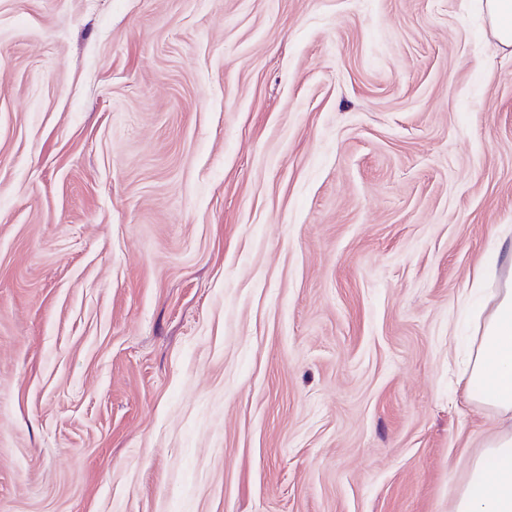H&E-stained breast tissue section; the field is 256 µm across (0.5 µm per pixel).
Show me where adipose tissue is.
<instances>
[{
	"mask_svg": "<svg viewBox=\"0 0 512 512\" xmlns=\"http://www.w3.org/2000/svg\"><path fill=\"white\" fill-rule=\"evenodd\" d=\"M499 51L512 54V0H478ZM496 273L479 270L475 292L492 288ZM493 304L481 316L469 358L470 398L495 413L499 426L476 457L452 512H512V273L492 288Z\"/></svg>",
	"mask_w": 512,
	"mask_h": 512,
	"instance_id": "obj_1",
	"label": "adipose tissue"
}]
</instances>
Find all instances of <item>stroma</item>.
I'll use <instances>...</instances> for the list:
<instances>
[{"instance_id":"obj_1","label":"stroma","mask_w":512,"mask_h":512,"mask_svg":"<svg viewBox=\"0 0 512 512\" xmlns=\"http://www.w3.org/2000/svg\"><path fill=\"white\" fill-rule=\"evenodd\" d=\"M505 224L474 0H0V512H451Z\"/></svg>"}]
</instances>
